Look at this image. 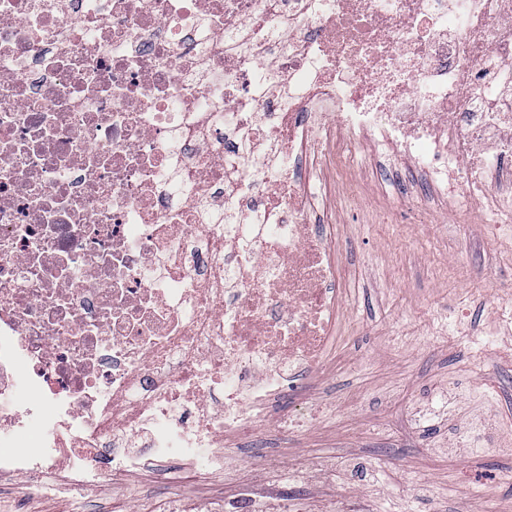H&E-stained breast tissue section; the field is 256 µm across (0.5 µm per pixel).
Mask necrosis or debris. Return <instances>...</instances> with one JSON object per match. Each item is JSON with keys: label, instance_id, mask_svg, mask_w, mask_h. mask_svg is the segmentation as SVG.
I'll return each instance as SVG.
<instances>
[{"label": "necrosis or debris", "instance_id": "4bbe7bcc", "mask_svg": "<svg viewBox=\"0 0 512 512\" xmlns=\"http://www.w3.org/2000/svg\"><path fill=\"white\" fill-rule=\"evenodd\" d=\"M512 223V0H0V472L223 474L338 334L315 140Z\"/></svg>", "mask_w": 512, "mask_h": 512}]
</instances>
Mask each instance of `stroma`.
I'll use <instances>...</instances> for the list:
<instances>
[{
	"instance_id": "stroma-1",
	"label": "stroma",
	"mask_w": 512,
	"mask_h": 512,
	"mask_svg": "<svg viewBox=\"0 0 512 512\" xmlns=\"http://www.w3.org/2000/svg\"><path fill=\"white\" fill-rule=\"evenodd\" d=\"M365 156L352 177L362 191L328 185L346 284L344 334L329 348L341 365L290 406L288 433L263 421L235 467L260 486L300 487L301 512H326L357 496L364 512H512V225L483 211L457 222L449 199L417 206L377 177ZM495 415L501 443L461 446V430ZM284 452L281 472L263 460ZM62 472L38 486L0 479V512H112V499L220 500L224 482L177 470L108 476L86 493L61 488Z\"/></svg>"
}]
</instances>
